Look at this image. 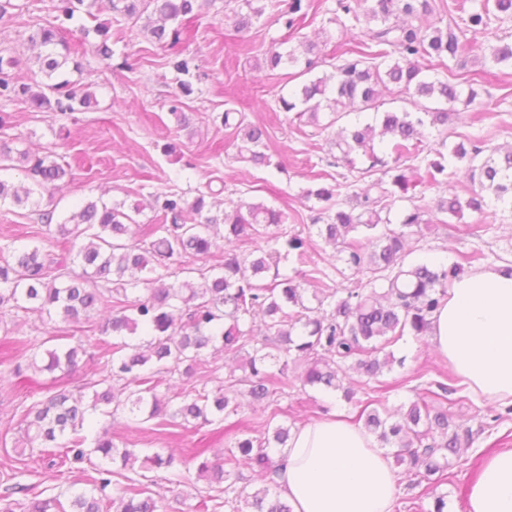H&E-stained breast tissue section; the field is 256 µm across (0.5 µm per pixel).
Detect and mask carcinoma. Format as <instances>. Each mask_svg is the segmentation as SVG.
Segmentation results:
<instances>
[{
  "label": "carcinoma",
  "instance_id": "carcinoma-1",
  "mask_svg": "<svg viewBox=\"0 0 512 512\" xmlns=\"http://www.w3.org/2000/svg\"><path fill=\"white\" fill-rule=\"evenodd\" d=\"M214 0H112V10L133 23L146 18L144 31L152 41L171 51L167 64L175 72L187 75L195 67L194 57L177 49L187 39L183 27L167 29L170 21H185ZM247 12L239 13L235 24L240 32L262 16L258 0H240ZM360 9V0H336V19L365 25L364 38L341 49L334 71L302 84L289 97L279 98L285 112L298 111L316 124L322 108L336 119L351 113L378 109L382 89L393 86L412 97L415 110L387 111L376 124L355 120L336 131L332 143L340 153L338 160L349 171L361 174L377 169L388 177L377 198L353 192L341 196V183L309 189L305 197L330 203L325 210V239L345 253L344 262L356 273H371L368 287L342 293L315 278L319 287L312 292L316 305L306 304L307 289L295 278L280 272V262L304 260L305 239L288 233L284 214L261 202H240L220 215L204 213V196L188 200L177 192L155 196L156 219L141 224L123 209V205H98L88 201L74 208L62 222L51 226L53 212L43 214L47 234L76 250L83 265L80 274L66 271L67 262L53 257L44 248L19 246L14 240L0 243V309L10 307L47 316L79 326L92 314L105 310L107 318L99 322L101 334L112 337L100 346L105 359L99 378L85 383L93 389L92 403L59 384L25 410V444L29 452L59 451L61 462L82 463L91 454H101L102 463L92 467L77 491L69 487L52 497L31 499L24 512H158L148 487L129 479L123 494L111 497L112 466L136 461L131 448H118L106 435L88 440L84 430L90 426L91 412L103 406L127 412L134 418L155 420L157 425L181 426L192 420L210 424L224 420V412L237 411L238 391L215 376L204 352L210 348L239 353L251 352L242 360L248 371L242 382L248 396L257 402L270 399L276 386L288 384L289 364L301 362L297 376L301 386L336 391L341 376L354 368L368 378L378 380L384 369L396 362L385 352L391 343L404 336H426L432 315L448 296L451 282L465 273L469 262L450 264L423 261L404 265L405 229L424 223L425 211L412 205L401 220L402 229L391 227L381 217L389 199L406 198L413 180L405 157L432 153L427 161L425 179L442 182L448 159L468 171L470 189L466 199L450 194L437 204L440 213L457 217L467 208L483 212L487 200L512 211V146L490 150L483 141L470 146L459 143L450 156L430 147L424 129L448 123V107L461 97L471 103L474 90L463 94L460 85L433 73V67H449L461 55L481 48L478 36L485 33L492 17L512 18V0H454L459 21L442 29L427 24L432 10L430 0H371ZM85 6V0H57L58 24L41 25L27 37L30 61L46 82L32 85L15 81L12 70L18 60L0 53V99H22L40 112H76L92 104L93 94L68 80L56 82L55 75L71 65L81 72L82 63L71 58L64 23ZM304 0H288L277 22L295 31L307 18ZM270 69L285 63L296 64L294 52L275 48L265 52ZM488 61L512 69V44L490 48ZM226 129L242 134L249 160L260 165L269 156L257 150L267 147L262 127L248 124L245 116L227 108L221 116ZM367 166L356 168V157ZM21 168L33 181L27 187L0 177V204L10 201L22 206L33 195L53 198L57 182L72 176L66 163L54 153L31 157L25 152L12 155L0 148V172ZM224 225L223 260L208 268H182L186 277L169 283L152 261L206 256L212 247V235ZM359 233L365 241L350 237ZM260 239L263 245L249 251L241 247ZM278 349L274 354L272 349ZM39 346L31 344L24 359L16 363L15 376L24 370L34 372L60 370L72 374L79 367L86 349L82 344L63 350L47 351L48 362L38 363ZM184 368L185 374H197L214 382L212 390L185 389L177 394L180 402L158 393L159 374ZM365 427L379 442L394 448L397 465L416 470V476L429 484L435 475L450 468L453 457L462 448V430L448 411L429 405L419 398L411 401L402 420L390 423L377 409L363 412ZM289 429L277 426L271 435L254 445L239 438L224 457L207 458L217 436L194 452L200 460L198 476L232 489L229 479L234 470L245 466L269 483H275L281 463L270 454L283 448ZM245 512H291L289 505L264 486L243 497Z\"/></svg>",
  "mask_w": 512,
  "mask_h": 512
}]
</instances>
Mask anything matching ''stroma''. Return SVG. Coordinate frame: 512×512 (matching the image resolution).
<instances>
[{"label": "stroma", "mask_w": 512, "mask_h": 512, "mask_svg": "<svg viewBox=\"0 0 512 512\" xmlns=\"http://www.w3.org/2000/svg\"><path fill=\"white\" fill-rule=\"evenodd\" d=\"M15 2L17 7L10 16L0 19V46L19 61L13 70L15 80L30 84L35 69L28 62L27 36L33 25L53 22V0ZM283 7V0H269L263 16L238 35L233 32L235 0H216L207 14L193 21L187 49L197 68L189 75L194 92L183 107L191 123L182 130L169 112L179 74L166 65L164 51L140 26L114 21L108 0H98L92 12H78L66 24V38L74 47L83 41L96 42L97 25H109L112 33L110 59L88 51L80 56L81 72L68 68L63 73L64 79L93 93L91 107L55 116L33 110L21 100H1L0 142L33 154L51 151L71 165L72 180L62 183L54 198L55 221H62L75 205L100 200L123 204L128 211L140 207L138 220L147 224L155 215L153 193L169 189L188 199L204 196L215 215L230 200L261 202L282 210L288 230L302 233L307 240L306 264L287 260L281 262V272L292 275L325 268L335 287H353L361 281V274L332 269L335 250L317 234L320 204L304 196L314 187L316 175L337 171V150L329 142V132L322 129L332 115L322 112L315 125L297 113L276 110L277 97L291 94L302 79L292 67L267 69L261 58L274 44L283 42L292 50L310 40L320 48L318 73H328L337 62V45L359 37L360 30L333 21L335 0H311L305 25L292 33L276 21ZM438 75L473 88L476 98L469 105L455 103V115L430 138L433 148L473 137L482 138L491 148L512 146V70H500L470 57L465 64L439 70ZM228 100L244 113L247 122L266 126L270 165H257L240 156L241 139L221 123ZM468 187L464 167L452 162L447 185L414 189V196L424 199L430 211L424 225L407 232V262L425 258L452 262L470 256L477 269L512 264V213L499 209L479 214L467 209L462 217L447 220L435 211V203L449 190L463 197ZM43 230L37 207L0 205V241L27 242ZM63 326L57 317L48 321L31 312H9L0 318V337L25 336L52 349L56 343L48 331ZM389 350L403 359V366L384 371L373 392L363 376L348 372L344 384L355 392L351 402L339 393L291 386L277 394L270 406L251 403L247 395H239L237 411L209 425L194 422L157 435L150 423L133 422L120 413L112 419L98 418L96 431L108 433L120 448L174 452L179 459L176 469L150 471V490L166 512H195L210 486L198 478L192 450L225 424L238 423L241 434L258 443L275 426L296 428L328 410L344 414L355 424L364 402L393 412L401 403L423 396L432 405L449 409L454 422L469 430L470 441L454 458L441 483L418 487L414 475L400 474L394 510L415 512L419 504L428 510L434 496L444 493L450 512H461L479 458L499 448H512V410L500 405L489 408L486 402L454 390L451 366L425 347L423 340L406 336ZM9 369V364L0 363V502L22 503L38 493L55 494L70 474L51 456L19 452L24 445L23 411L47 391L52 373L35 372L30 380L22 381L9 376Z\"/></svg>", "instance_id": "obj_1"}]
</instances>
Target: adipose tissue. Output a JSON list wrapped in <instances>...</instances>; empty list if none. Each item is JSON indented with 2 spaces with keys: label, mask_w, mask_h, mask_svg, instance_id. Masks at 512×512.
Segmentation results:
<instances>
[{
  "label": "adipose tissue",
  "mask_w": 512,
  "mask_h": 512,
  "mask_svg": "<svg viewBox=\"0 0 512 512\" xmlns=\"http://www.w3.org/2000/svg\"><path fill=\"white\" fill-rule=\"evenodd\" d=\"M428 340L459 385L512 404V265L455 279ZM276 478L292 512H393L398 475L373 435L332 414L294 430ZM463 512H512V448L484 457Z\"/></svg>",
  "instance_id": "adipose-tissue-1"
}]
</instances>
